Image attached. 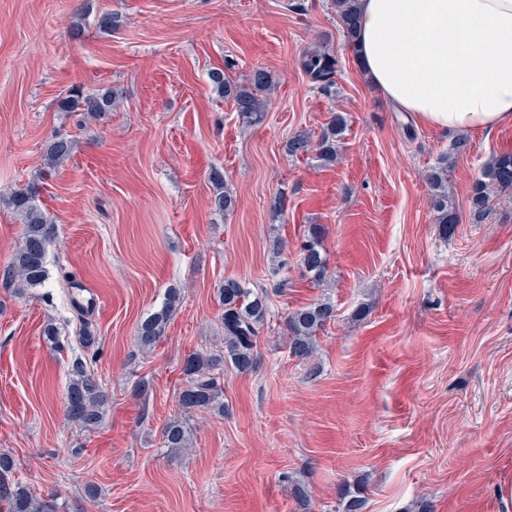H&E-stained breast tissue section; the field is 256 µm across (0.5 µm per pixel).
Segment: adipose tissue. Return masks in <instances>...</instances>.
Listing matches in <instances>:
<instances>
[{
  "label": "adipose tissue",
  "mask_w": 512,
  "mask_h": 512,
  "mask_svg": "<svg viewBox=\"0 0 512 512\" xmlns=\"http://www.w3.org/2000/svg\"><path fill=\"white\" fill-rule=\"evenodd\" d=\"M359 60L436 129L512 124V0H360Z\"/></svg>",
  "instance_id": "1"
}]
</instances>
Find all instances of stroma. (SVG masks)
I'll use <instances>...</instances> for the list:
<instances>
[{
	"mask_svg": "<svg viewBox=\"0 0 512 512\" xmlns=\"http://www.w3.org/2000/svg\"><path fill=\"white\" fill-rule=\"evenodd\" d=\"M107 11L123 22L104 33ZM316 45L338 60L327 93L300 66ZM257 68L277 86L247 126L207 74L242 83ZM75 87L114 90L119 105L96 119L61 111ZM334 112L348 120L336 163L288 156L290 136L319 135ZM58 135L75 151L49 171ZM456 139L371 85L331 0H0V453L14 479L60 512H303L297 481L312 512H336L357 486L364 512H512V192L494 194L485 223L469 217L512 125L466 134L462 153ZM443 157L459 218L448 237L424 177ZM215 168L238 197L224 217ZM33 182L57 234L46 282L20 295L7 266L22 226L7 200ZM311 224L324 228L320 287L296 253ZM228 277L267 291L258 363L225 367L223 413L189 415L191 447L164 448L184 359L223 342ZM170 287L181 303L142 350L137 326ZM324 298L335 318L297 359L285 319ZM83 325L93 348L78 342ZM77 361L108 396L91 430L64 413Z\"/></svg>",
	"mask_w": 512,
	"mask_h": 512,
	"instance_id": "stroma-1",
	"label": "stroma"
}]
</instances>
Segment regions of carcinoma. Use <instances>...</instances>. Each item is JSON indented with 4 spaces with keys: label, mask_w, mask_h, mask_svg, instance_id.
Listing matches in <instances>:
<instances>
[{
    "label": "carcinoma",
    "mask_w": 512,
    "mask_h": 512,
    "mask_svg": "<svg viewBox=\"0 0 512 512\" xmlns=\"http://www.w3.org/2000/svg\"><path fill=\"white\" fill-rule=\"evenodd\" d=\"M359 0H334L336 16L343 36L352 52H357L356 39L360 23ZM338 61L327 50L310 48L306 50L300 65L318 88L328 91L334 85ZM209 83L221 97L233 101L235 112L242 123L253 126L264 121L267 94L275 87L272 73L255 69L242 84L231 81L221 69L208 73ZM116 105V96L108 89L101 93L85 92L74 88L62 98L59 107L65 112H83L99 116L110 112ZM347 129V118L340 112H333L329 121L314 140L306 133L290 137L286 152L290 156L316 152L325 162L337 159L338 143ZM74 153V141L57 136L47 145L45 166L54 169L69 160ZM431 189L432 209L437 213L436 223L443 235L454 232L457 224L455 212L448 208V163L441 160L426 174ZM214 192L212 209L227 215L237 206V198L224 187V172L214 169L210 173ZM512 191V152L493 155L481 168L480 178L474 183L471 195V223L481 224L490 213L488 190ZM9 205L22 224V238L9 262L11 281L18 292L45 283L48 277L47 250L55 237V225L48 219L39 205V185L33 183L14 191ZM323 229L312 224L300 244L298 259L310 279L317 284L327 281V259L322 247ZM181 293L176 288L167 290L164 304L140 322L137 336L144 349H151L164 336L167 324L180 303ZM218 300L224 309V343L215 352H194L185 358L182 373L186 384L178 396V403L184 413L224 412L223 384L224 367L236 371H250L257 360V341L270 316L267 292L245 288L234 278L224 279L218 288ZM334 306L328 301L316 302L291 312L286 318L288 350L301 360L310 359L316 351L317 333L332 320ZM106 396L94 371L86 365H75L67 388L66 415L70 421L84 428L97 427L104 417ZM164 447L182 450L191 446V429L187 420L177 417L169 420L163 428ZM14 459L0 454V499H4L7 512H57L54 497L37 496L25 485L17 482L14 486L5 484L12 476ZM365 500L359 495L342 494L339 512H362Z\"/></svg>",
    "instance_id": "cac0c4a2"
}]
</instances>
